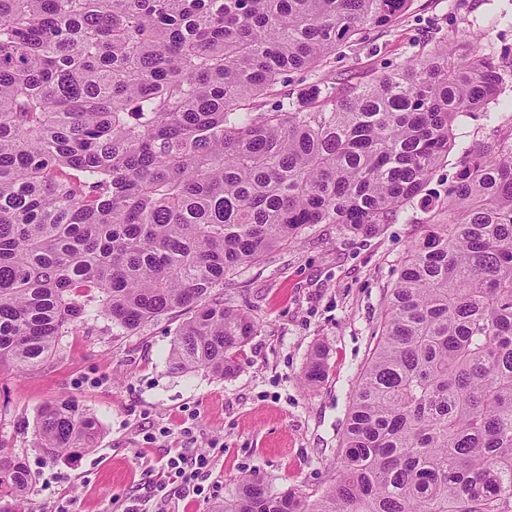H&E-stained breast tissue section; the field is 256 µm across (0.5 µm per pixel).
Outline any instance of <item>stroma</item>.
Here are the masks:
<instances>
[{"label": "stroma", "mask_w": 512, "mask_h": 512, "mask_svg": "<svg viewBox=\"0 0 512 512\" xmlns=\"http://www.w3.org/2000/svg\"><path fill=\"white\" fill-rule=\"evenodd\" d=\"M447 42L512 63V0H411L398 22L344 46L328 76L354 83L390 69L423 47ZM512 127V79L498 104L455 128L457 147L430 184L441 193L456 175L459 147ZM426 219L422 207L369 237L336 225L307 229L301 243L269 252L216 289L225 305L249 311L258 332L233 373L174 374L167 358L181 313L116 336L102 313L84 316L60 337L55 354L25 374L0 367V448L23 459L33 477L37 512H55L63 495L73 512H124L130 499L157 503L163 465L176 434L193 426L197 447H223L201 496L175 498L177 512H213L241 479L261 478L275 493L316 499L333 485L351 400L376 341L388 289ZM325 370L303 377L313 357ZM62 395L101 427L93 450L64 459L37 446L42 407ZM167 427L171 440L146 443L145 431Z\"/></svg>", "instance_id": "obj_1"}]
</instances>
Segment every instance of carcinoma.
Masks as SVG:
<instances>
[{
	"mask_svg": "<svg viewBox=\"0 0 512 512\" xmlns=\"http://www.w3.org/2000/svg\"><path fill=\"white\" fill-rule=\"evenodd\" d=\"M410 0H0V366L25 373L88 312L128 336L189 313L169 364L217 375L257 332L212 297L316 224L372 236L428 217L386 296L336 483L311 501L248 479L220 512H512V129L454 127L505 69L439 43L364 83L318 72ZM312 81L283 90L288 73ZM68 396L51 456L93 448ZM0 448V512H34ZM498 99L499 104H491L487 113L479 112L465 124L455 128L456 146L448 154V165L436 172L429 185L441 197L456 175L455 163L459 157V149L476 140L493 136L497 129H507L512 125V79L509 78L503 85Z\"/></svg>",
	"mask_w": 512,
	"mask_h": 512,
	"instance_id": "cac0c4a2",
	"label": "carcinoma"
}]
</instances>
